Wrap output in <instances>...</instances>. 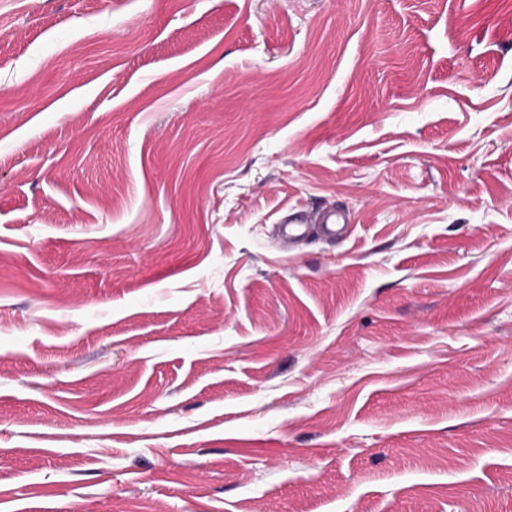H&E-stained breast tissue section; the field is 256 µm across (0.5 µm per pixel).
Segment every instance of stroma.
Listing matches in <instances>:
<instances>
[{
    "instance_id": "35a3bbf8",
    "label": "stroma",
    "mask_w": 512,
    "mask_h": 512,
    "mask_svg": "<svg viewBox=\"0 0 512 512\" xmlns=\"http://www.w3.org/2000/svg\"><path fill=\"white\" fill-rule=\"evenodd\" d=\"M0 512H512V0H0ZM311 221L309 215L299 208H289L288 215L282 222V234L289 242L301 239L308 232V225Z\"/></svg>"
}]
</instances>
